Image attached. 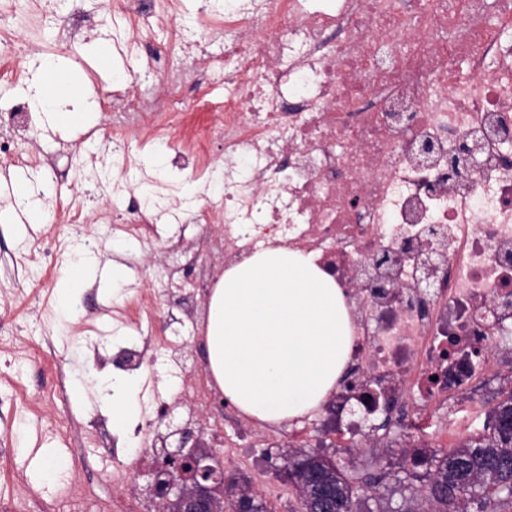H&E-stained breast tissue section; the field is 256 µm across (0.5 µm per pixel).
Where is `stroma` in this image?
Returning a JSON list of instances; mask_svg holds the SVG:
<instances>
[{
  "instance_id": "stroma-1",
  "label": "stroma",
  "mask_w": 512,
  "mask_h": 512,
  "mask_svg": "<svg viewBox=\"0 0 512 512\" xmlns=\"http://www.w3.org/2000/svg\"><path fill=\"white\" fill-rule=\"evenodd\" d=\"M113 0H85L86 41L66 54L56 57L53 70L44 72L46 82L66 80L73 94L88 91L91 83L108 87L127 76L123 62L105 49V38L112 33ZM123 122L130 134H137L135 119L122 112H101L57 127L39 125L38 135L19 139L21 149L42 162V167L58 185L59 193L45 212L50 219L37 231L19 236L13 229L0 224V326L13 331L11 345L0 350V391L18 390L16 404L0 406V498L27 486L41 497L39 512H52L57 495L52 484L40 481L43 462L37 456L42 448L53 449L64 457L69 481L83 495L108 499L127 490L144 501H151L154 474L158 466L156 453L161 444L176 445L171 434L173 426H188L202 431L216 464L248 481L261 493L270 512H299L296 491L279 466L282 455L291 446L288 434L291 422H284L265 439L263 447L248 449V460L237 465L227 462L222 446L229 427L224 426V409L219 399H212L206 412L192 405H180L175 425L161 423L160 439H137L132 435L136 419L118 421L100 398L102 380L120 378L112 366V348L116 345L141 343L136 327L121 323L120 315L130 297L144 298L149 309L160 315L191 317L198 327H206L209 299L197 296L188 299L186 308L175 307L169 297L157 295L150 285L152 272L165 259L161 246H140L129 242L112 229V204L100 196L98 183L112 180L117 172L105 153L102 141L84 142L89 129ZM143 150L156 155V165L163 176L147 174L140 180L141 188L162 200L168 188L178 194H194L193 210L204 207L203 198L195 194L196 183L191 170L193 159L181 147L162 151L154 143H145ZM88 236L97 237V253L101 264H119L126 277L113 284L110 277L97 278L83 284L77 303V319L68 334H60L55 324L56 287L68 257H50L47 246L54 240L76 242ZM37 338L41 354L37 360L18 366L17 358L26 351L29 338ZM84 382L82 398H75L76 382ZM101 417L96 443H89L84 425L92 414ZM26 425V453L16 449L15 427ZM121 436L131 454L127 469L113 475L99 451L111 447L113 436ZM405 436H396L389 448H327L323 454L345 474L354 488L370 481L378 483V507L393 512H420L425 503V481L410 477L399 466L396 447Z\"/></svg>"
}]
</instances>
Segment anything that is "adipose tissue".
Returning a JSON list of instances; mask_svg holds the SVG:
<instances>
[{
	"label": "adipose tissue",
	"instance_id": "adipose-tissue-1",
	"mask_svg": "<svg viewBox=\"0 0 512 512\" xmlns=\"http://www.w3.org/2000/svg\"><path fill=\"white\" fill-rule=\"evenodd\" d=\"M351 346L343 293L312 256L256 253L225 270L211 295L209 368L227 400L267 424L319 408Z\"/></svg>",
	"mask_w": 512,
	"mask_h": 512
}]
</instances>
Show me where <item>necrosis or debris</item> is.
I'll list each match as a JSON object with an SVG mask.
<instances>
[{
	"label": "necrosis or debris",
	"instance_id": "4bbe7bcc",
	"mask_svg": "<svg viewBox=\"0 0 512 512\" xmlns=\"http://www.w3.org/2000/svg\"><path fill=\"white\" fill-rule=\"evenodd\" d=\"M71 2L36 51L80 41L81 0ZM145 14V0H123L130 34L112 43L139 64L130 82L98 94L101 109L172 106L137 94L167 55L139 27ZM26 22L22 8L0 7V86L24 89L0 107V126L24 133L34 127L17 37ZM171 33L182 48L221 45L199 54L226 92L198 97L219 120L197 150L223 140L224 196L189 220L113 184L126 238L165 243L161 288L194 296L216 283L183 248L192 223L228 266L276 247L314 255L346 294L354 338L333 397L336 447L376 448L386 434L419 440L447 426L448 411L481 408L494 337L512 324V161L501 151L512 143V0H224L207 34L183 24ZM125 314L143 345L119 349L117 368L139 373L151 350L171 386L169 398L152 393L145 415L164 418L176 402L207 408L204 384L158 353L182 348L195 327L157 324L134 302Z\"/></svg>",
	"mask_w": 512,
	"mask_h": 512
}]
</instances>
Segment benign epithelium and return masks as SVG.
I'll list each match as a JSON object with an SVG mask.
<instances>
[{"mask_svg":"<svg viewBox=\"0 0 512 512\" xmlns=\"http://www.w3.org/2000/svg\"><path fill=\"white\" fill-rule=\"evenodd\" d=\"M212 456L200 438L184 431L175 449L162 450L165 484L161 512H223L224 469L210 464Z\"/></svg>","mask_w":512,"mask_h":512,"instance_id":"1","label":"benign epithelium"}]
</instances>
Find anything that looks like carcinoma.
<instances>
[{"mask_svg":"<svg viewBox=\"0 0 512 512\" xmlns=\"http://www.w3.org/2000/svg\"><path fill=\"white\" fill-rule=\"evenodd\" d=\"M412 467L426 469L432 512H506L512 508V391L493 409L483 433L449 453L402 451ZM288 480L297 493L300 512L320 508L319 485L332 489L335 512H355L353 488L342 471L315 449L299 448L282 456ZM320 476L321 484L310 481Z\"/></svg>","mask_w":512,"mask_h":512,"instance_id":"obj_1","label":"carcinoma"}]
</instances>
